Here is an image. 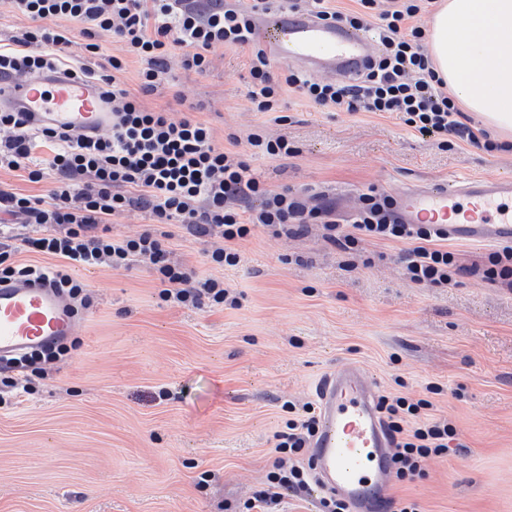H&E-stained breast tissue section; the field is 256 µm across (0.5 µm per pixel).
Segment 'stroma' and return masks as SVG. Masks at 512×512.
<instances>
[{
  "mask_svg": "<svg viewBox=\"0 0 512 512\" xmlns=\"http://www.w3.org/2000/svg\"><path fill=\"white\" fill-rule=\"evenodd\" d=\"M66 62L99 67L116 53L102 34L84 49L78 23ZM249 48L218 47L212 65L183 69L140 93V61L125 87L150 109L193 110L218 145L246 152L256 130L287 135L289 158L250 157L272 190L328 202L341 224L369 188L394 196L415 184L452 187L470 176H512V150L423 137L398 114L325 112L283 95L285 122L247 99ZM173 260L223 278L240 304L185 308L161 300L143 264L75 269L89 306L68 353L31 393L0 397V512H243L267 485L284 403L313 402V385L346 361L379 394L430 397L459 446L427 459L425 477L395 481L394 500L422 512H512V291L470 275L435 288L410 280L406 243L367 239L368 264L310 225L299 237L263 228L240 241L233 268L210 264L212 239L167 225Z\"/></svg>",
  "mask_w": 512,
  "mask_h": 512,
  "instance_id": "1",
  "label": "stroma"
}]
</instances>
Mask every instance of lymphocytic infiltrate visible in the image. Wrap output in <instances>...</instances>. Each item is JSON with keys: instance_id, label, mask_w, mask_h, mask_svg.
Returning a JSON list of instances; mask_svg holds the SVG:
<instances>
[{"instance_id": "obj_1", "label": "lymphocytic infiltrate", "mask_w": 512, "mask_h": 512, "mask_svg": "<svg viewBox=\"0 0 512 512\" xmlns=\"http://www.w3.org/2000/svg\"><path fill=\"white\" fill-rule=\"evenodd\" d=\"M12 9L32 22L16 47L0 49V75L33 77L45 71L65 72L96 82L112 103L109 135L62 132L27 122L12 109L0 110V128L9 135L0 141V167L23 170L29 181H40L45 171L55 174L47 197L0 191V215L23 217L42 226L37 236L12 234L0 225V282L20 278L51 280L71 299L88 305L82 284L73 278L76 267L106 265L115 271L142 263L161 286L160 296L186 307L237 306L238 300L216 277L197 278L171 260L166 245L167 224L179 223L200 237L217 236L221 247L208 254L211 264L231 268L239 263V241L260 226L272 236L300 234L306 225L320 224L333 245L349 251L359 241L390 239L406 242L403 255L413 282L445 288L457 275L469 273L512 289V245L489 252L485 264L463 265L455 252L438 246L436 232L427 224H403L396 202L368 191L360 198L350 231H340L331 204L306 205L288 191L265 187L241 153L215 143L209 126L191 114L173 116L142 105L139 95L123 88L121 75L128 59L143 62L141 93L158 89L166 62L181 50L184 69L203 72L219 46H246L251 50L247 97L256 112L281 109L283 90L331 112H396L408 127L425 137L448 141L455 137L477 142L462 121L463 113L437 76L427 51V33L421 22L433 0H355L352 9L333 0H306L305 9L323 21H343L374 32L376 49L368 66L353 81L316 80L303 71L274 68L254 38L258 19L269 9L268 0H205L190 6L185 0H10ZM60 18L80 24L85 49L98 54L99 33L109 32L119 49L106 68L66 66L71 43L68 30L55 28ZM49 149L38 157V149ZM149 209L151 228L136 236L114 238L105 228L112 216L132 208ZM21 250L50 254L60 265L41 267L14 263ZM66 343L34 351L16 360L19 377L0 378V389L31 390L43 379L47 365L67 353ZM424 398L381 396L378 407L395 446L392 468L400 480L424 477L423 462L445 456L457 439L455 426L445 419L428 418L431 395L440 384L427 387ZM286 429L277 435L278 453L268 475V487L247 512H273L285 495L308 490L311 472L298 463L316 431L318 412L313 404H286Z\"/></svg>"}]
</instances>
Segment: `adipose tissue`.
<instances>
[{
    "mask_svg": "<svg viewBox=\"0 0 512 512\" xmlns=\"http://www.w3.org/2000/svg\"><path fill=\"white\" fill-rule=\"evenodd\" d=\"M429 26L449 91L488 126L512 131V0H446Z\"/></svg>",
    "mask_w": 512,
    "mask_h": 512,
    "instance_id": "obj_1",
    "label": "adipose tissue"
}]
</instances>
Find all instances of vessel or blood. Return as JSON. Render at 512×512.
<instances>
[{
  "label": "vessel or blood",
  "instance_id": "obj_1",
  "mask_svg": "<svg viewBox=\"0 0 512 512\" xmlns=\"http://www.w3.org/2000/svg\"><path fill=\"white\" fill-rule=\"evenodd\" d=\"M254 37L276 61L312 74L346 80L371 58L367 32L325 24L312 14L281 7L263 16ZM78 133L112 126V111L94 85L61 76L0 78V107ZM397 213L405 224L434 225L444 237L512 242V178L479 177L449 189L404 191ZM78 318L69 298L41 282L0 283V357L75 335ZM313 392L320 417L310 459L319 491L345 501L351 512H389L394 442L378 412L366 370L345 362L324 372Z\"/></svg>",
  "mask_w": 512,
  "mask_h": 512
}]
</instances>
